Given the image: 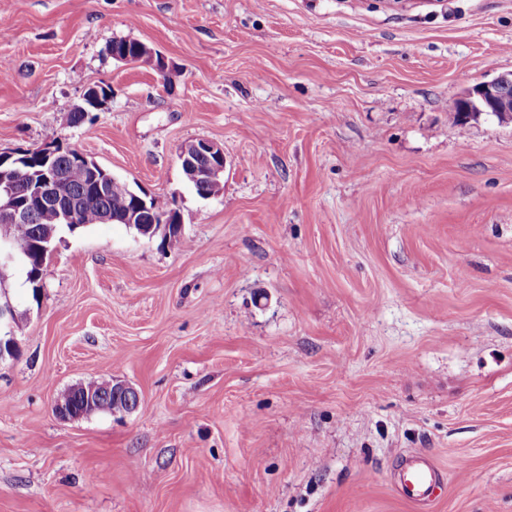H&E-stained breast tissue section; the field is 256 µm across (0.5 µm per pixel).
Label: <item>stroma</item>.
<instances>
[{
    "instance_id": "35a3bbf8",
    "label": "stroma",
    "mask_w": 512,
    "mask_h": 512,
    "mask_svg": "<svg viewBox=\"0 0 512 512\" xmlns=\"http://www.w3.org/2000/svg\"><path fill=\"white\" fill-rule=\"evenodd\" d=\"M0 26V154L62 139L183 222L62 231L36 299L10 273L0 512H512V126L448 109L512 72V0H0ZM113 379L139 411L54 414ZM129 41L133 40L136 42L134 46L133 53L130 52L129 43L124 44L122 47L112 50V44L109 47L110 52H112V57L119 61H152L153 60V52L150 48H148L144 43L135 39L128 38ZM177 158L181 168L190 172L193 182H218L195 186L184 174L199 196H215L223 191L224 182L219 183L224 179L226 160L221 145L204 138L187 141L179 147ZM202 159L206 164L200 165ZM442 483V475L432 462L412 455L406 460L400 493L411 501L426 503L432 500Z\"/></svg>"
}]
</instances>
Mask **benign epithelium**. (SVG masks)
<instances>
[{"label": "benign epithelium", "instance_id": "benign-epithelium-1", "mask_svg": "<svg viewBox=\"0 0 512 512\" xmlns=\"http://www.w3.org/2000/svg\"><path fill=\"white\" fill-rule=\"evenodd\" d=\"M112 57L134 62L154 59L156 69L165 71L164 60L153 58L152 50L139 40L132 50L127 44L115 49ZM456 100L460 104V111L471 121L491 116L501 124L512 125V73L479 82L462 91ZM64 154L71 163L82 165L92 172L94 190L98 194L112 191V181L116 180L99 164L91 163L86 154L65 146L60 140H50L37 147V155L43 160L44 169L36 174L20 179L8 170L0 172V362L14 358L19 348L14 333L16 309L5 291L7 272L22 265V259L12 248V228L16 224L31 223L35 210L54 200L55 184L59 179L55 162ZM177 158L181 168L190 172L194 182L219 183L224 179V148L212 140L200 138L183 143ZM130 194L133 202L127 205L125 211L117 214L102 211L99 223L136 224L141 236L152 238L161 232L164 240L174 243L176 235L182 231L179 211L171 207L159 217L152 216L147 224L144 222L145 201L134 190ZM54 231L55 227L49 226L37 232L35 252L38 255L46 257L55 253ZM110 388L128 398L126 413L139 410L140 395L133 386L117 381L110 384Z\"/></svg>", "mask_w": 512, "mask_h": 512}]
</instances>
